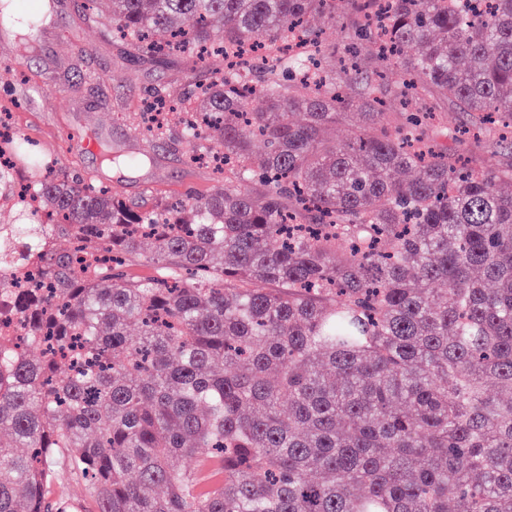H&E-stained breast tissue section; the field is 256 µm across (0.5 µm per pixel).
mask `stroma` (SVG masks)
Masks as SVG:
<instances>
[{"label": "stroma", "mask_w": 512, "mask_h": 512, "mask_svg": "<svg viewBox=\"0 0 512 512\" xmlns=\"http://www.w3.org/2000/svg\"><path fill=\"white\" fill-rule=\"evenodd\" d=\"M86 14V0H66L62 16L29 33L35 51L26 57L18 37L0 27V77L10 84L8 92L0 91V105L13 109L24 137L54 153L70 172L118 185L131 200L222 192L224 175L214 167L189 163L184 148L132 133L133 111L151 91L195 88L205 82L206 68L177 53L166 66L132 63L111 29L89 27ZM424 101L462 127L456 146L466 159L480 166L506 161L505 149L467 127L465 115L454 109L452 90L434 89ZM89 136L149 161L118 174L100 153L70 150L71 141Z\"/></svg>", "instance_id": "35a3bbf8"}]
</instances>
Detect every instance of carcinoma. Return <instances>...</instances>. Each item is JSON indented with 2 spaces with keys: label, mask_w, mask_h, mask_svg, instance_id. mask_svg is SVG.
<instances>
[{
  "label": "carcinoma",
  "mask_w": 512,
  "mask_h": 512,
  "mask_svg": "<svg viewBox=\"0 0 512 512\" xmlns=\"http://www.w3.org/2000/svg\"><path fill=\"white\" fill-rule=\"evenodd\" d=\"M377 1L383 31L359 38L419 77L403 93L447 86L488 140L489 117L512 128V0H92L88 20L144 62L175 42L208 67L196 45L221 47L180 93L204 135L157 138L207 143L231 175L132 203L42 176L16 139L18 175L60 220L0 209V270L35 265L52 290L20 301L26 343L0 338V512H67L45 491L69 480L93 512H512V160L469 165L430 137L434 113L383 111L356 66L352 100L317 64L293 76L299 57L247 80L226 58L297 37L322 54L310 16ZM351 110L362 126L340 143Z\"/></svg>",
  "instance_id": "1"
}]
</instances>
